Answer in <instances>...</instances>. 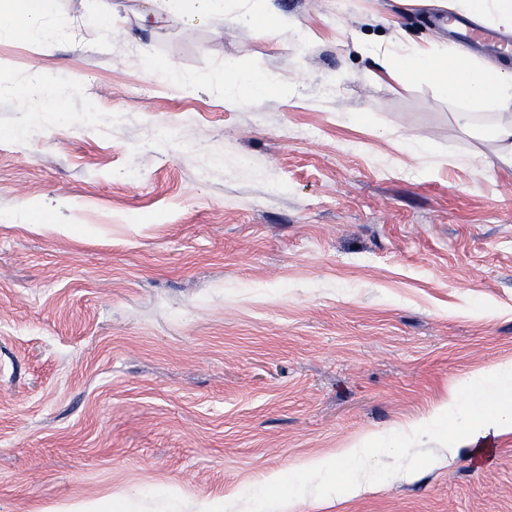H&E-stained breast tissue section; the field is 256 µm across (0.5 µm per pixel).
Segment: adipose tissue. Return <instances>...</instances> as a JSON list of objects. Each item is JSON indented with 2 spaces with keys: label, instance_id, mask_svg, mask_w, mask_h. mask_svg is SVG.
I'll return each instance as SVG.
<instances>
[{
  "label": "adipose tissue",
  "instance_id": "obj_1",
  "mask_svg": "<svg viewBox=\"0 0 512 512\" xmlns=\"http://www.w3.org/2000/svg\"><path fill=\"white\" fill-rule=\"evenodd\" d=\"M142 28H155L159 8L188 22L207 23L228 13H235L238 22L257 31H270L280 27L283 16L275 11L261 15L252 13L244 0H141ZM55 12V0H0V40L24 39L35 51H42L52 41L63 36L62 28L50 26ZM382 66L385 76L399 86L412 81L432 83L448 100L465 104L458 113L460 122L470 120L471 111L501 114V122L493 130L498 144V160L512 167V73L488 68L445 51L429 48L406 49L394 43L386 54ZM224 95V102L238 106L261 99L274 91L272 80L247 72L234 60L224 63L216 81ZM475 424L457 435L458 444L470 445L479 439L494 435L512 434V411L478 403Z\"/></svg>",
  "mask_w": 512,
  "mask_h": 512
}]
</instances>
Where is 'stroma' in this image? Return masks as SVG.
I'll return each instance as SVG.
<instances>
[{
	"mask_svg": "<svg viewBox=\"0 0 512 512\" xmlns=\"http://www.w3.org/2000/svg\"><path fill=\"white\" fill-rule=\"evenodd\" d=\"M112 5L104 36L103 0H58L67 36L0 42V512L111 493L127 512H512V435L449 447L466 401L442 430L404 428L512 362L498 117L462 127L352 44L449 45L447 8L249 0L287 27L151 33L140 0ZM228 59L277 93L230 107L172 84ZM38 68L52 93L25 98ZM368 433L387 441L334 459ZM363 476L378 488L338 496Z\"/></svg>",
	"mask_w": 512,
	"mask_h": 512,
	"instance_id": "1",
	"label": "stroma"
}]
</instances>
